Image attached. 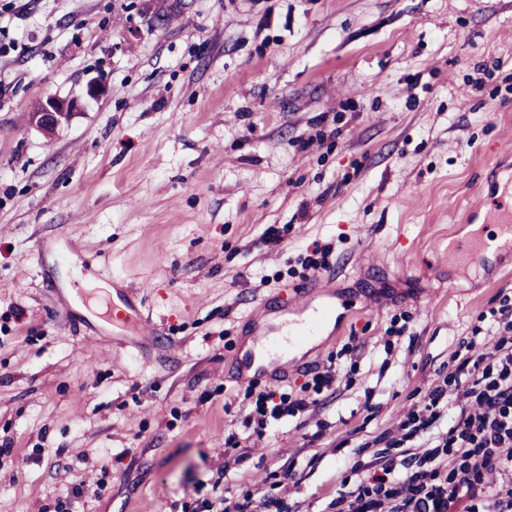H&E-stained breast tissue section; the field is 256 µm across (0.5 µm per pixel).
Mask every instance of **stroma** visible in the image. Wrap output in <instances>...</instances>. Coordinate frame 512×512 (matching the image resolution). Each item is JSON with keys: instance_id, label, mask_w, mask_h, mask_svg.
<instances>
[{"instance_id": "obj_1", "label": "stroma", "mask_w": 512, "mask_h": 512, "mask_svg": "<svg viewBox=\"0 0 512 512\" xmlns=\"http://www.w3.org/2000/svg\"><path fill=\"white\" fill-rule=\"evenodd\" d=\"M51 97L78 108L47 134L32 114ZM508 146L512 0H0V503L45 512L108 458L80 512H181L223 468L227 500L325 512L350 456L337 442L396 425L512 292V260L431 250L496 220ZM269 224L291 227L279 248L257 243ZM316 243L333 247L321 285L356 315L279 386L353 332L355 380L227 453L247 317L296 287ZM120 287L142 329L113 323Z\"/></svg>"}]
</instances>
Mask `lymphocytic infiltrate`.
Returning <instances> with one entry per match:
<instances>
[{
    "instance_id": "f902f5d3",
    "label": "lymphocytic infiltrate",
    "mask_w": 512,
    "mask_h": 512,
    "mask_svg": "<svg viewBox=\"0 0 512 512\" xmlns=\"http://www.w3.org/2000/svg\"><path fill=\"white\" fill-rule=\"evenodd\" d=\"M482 312L450 353L428 391L414 389L395 428L359 443L333 512H512V294ZM353 369L328 362L300 390L276 392L249 381L233 396L242 424L261 437L306 413L311 395L352 382ZM201 512H284L283 501L251 493L227 502L214 481Z\"/></svg>"
}]
</instances>
